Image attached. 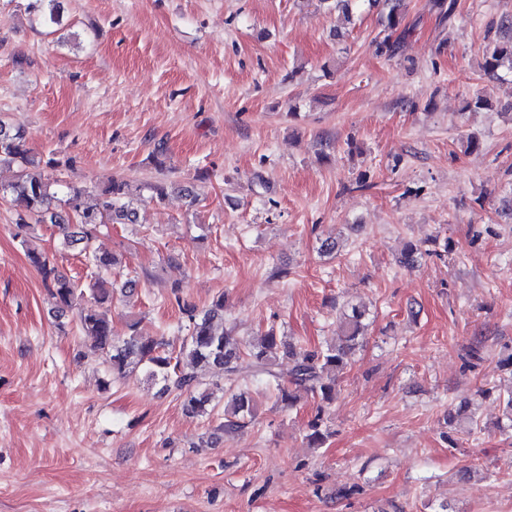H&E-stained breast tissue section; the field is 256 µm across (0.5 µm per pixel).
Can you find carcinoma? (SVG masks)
<instances>
[{"label": "carcinoma", "instance_id": "obj_1", "mask_svg": "<svg viewBox=\"0 0 512 512\" xmlns=\"http://www.w3.org/2000/svg\"><path fill=\"white\" fill-rule=\"evenodd\" d=\"M30 12L46 28L62 22L58 0H30ZM504 31L485 48V74L493 77L504 65L512 66V19L501 25ZM27 133L0 117V164L17 168V178L0 187V197L17 203L15 237L20 239L31 263L39 270L49 296L57 308L70 306L75 294L82 290L80 282L61 275L50 258L30 246L29 229L34 224H52L59 228L64 245H82L80 254L86 267L96 272L107 271L116 264L111 253L100 252L94 241L100 229L109 224L135 223V204L141 199V187L125 180L114 179L98 189L93 205L86 203L91 193L87 187L68 183L51 171L56 162L31 153L26 147ZM96 305L84 309L78 318L79 330L85 341L104 357L112 379H121L142 367L148 377L163 383V389L182 398L185 412L205 416L211 412L213 393L202 388L201 372L217 370L231 383L224 389V424L221 428L233 435L251 424L256 400L247 388L232 385L240 376H250L264 382L275 391L276 399L291 408L297 401L295 390H303L317 400L314 417L308 421L305 438L313 448H321L330 436L325 411L336 400V382L347 368L350 355L365 339L366 308L348 305L341 313L343 336L338 344L323 348H305L283 340L274 328L246 342L241 350L231 332L224 330V297L199 311L186 307L183 313L188 323V335L179 350L166 348L162 339L144 337L137 323L127 324V334L119 339L112 331V319L103 305L112 300V289L100 278L87 284ZM291 363L288 381L276 370L280 355ZM477 406L471 400L448 415V424L462 421L470 426L477 423Z\"/></svg>", "mask_w": 512, "mask_h": 512}]
</instances>
